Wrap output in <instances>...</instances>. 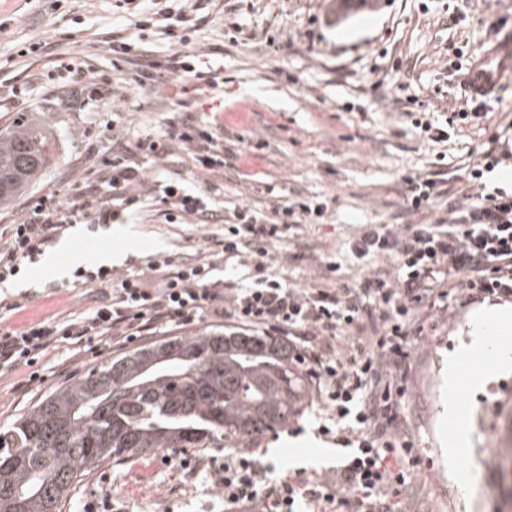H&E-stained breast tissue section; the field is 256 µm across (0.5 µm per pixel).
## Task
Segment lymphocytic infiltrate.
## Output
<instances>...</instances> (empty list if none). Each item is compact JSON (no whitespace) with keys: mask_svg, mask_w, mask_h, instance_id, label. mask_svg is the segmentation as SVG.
I'll list each match as a JSON object with an SVG mask.
<instances>
[{"mask_svg":"<svg viewBox=\"0 0 512 512\" xmlns=\"http://www.w3.org/2000/svg\"><path fill=\"white\" fill-rule=\"evenodd\" d=\"M198 0L156 7L134 21L135 29L157 27L170 52L147 57L132 37H113L112 55L141 61L112 84L91 81L76 70L72 81L97 95L178 87L203 78L188 49L191 33L208 26ZM206 79V78H203ZM216 86V78L206 79ZM500 137L491 134L479 159L455 179L457 198L447 216L429 224H365L348 243L353 260L366 274L352 288L298 286L275 269L273 248L303 227L324 218L320 198L289 200L264 214L248 205L224 217V231L206 238L190 260L165 257L121 276L110 265L87 262L72 268L74 284L96 289L95 306L81 317L41 321L22 327L0 319V375L33 367L59 345L97 352L146 336L185 329L208 321L258 336L284 337L318 382L323 434L347 447L336 469L309 478L280 476L257 449L217 451L196 463L174 450L164 457L173 468L196 474L206 468L224 499L226 512H402L413 444L397 414L416 341L428 316L448 309L449 299L468 305L485 298L512 299V189L488 188L485 177L502 162ZM183 145L200 172L235 167L213 123L173 117L161 132L138 136L121 147L104 169L87 174L85 191H58L28 202L23 220L0 228V284L15 277L23 262H36L71 224L91 231L124 223L136 214V192L144 161ZM404 210L414 215L432 209L445 192L433 175L407 178ZM150 191L164 207L167 222L186 218L211 223L214 215L198 193L170 178L154 179ZM234 270L218 278L220 266Z\"/></svg>","mask_w":512,"mask_h":512,"instance_id":"1","label":"lymphocytic infiltrate"}]
</instances>
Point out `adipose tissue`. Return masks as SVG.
<instances>
[{"label": "adipose tissue", "instance_id": "obj_1", "mask_svg": "<svg viewBox=\"0 0 512 512\" xmlns=\"http://www.w3.org/2000/svg\"><path fill=\"white\" fill-rule=\"evenodd\" d=\"M512 329V312L504 307H492L476 313L469 327L470 343L448 363V384L456 386L459 370L464 362L477 355L490 358L491 362L505 366L512 363V345L501 342L500 332Z\"/></svg>", "mask_w": 512, "mask_h": 512}]
</instances>
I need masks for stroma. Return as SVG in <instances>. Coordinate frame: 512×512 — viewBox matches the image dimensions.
I'll return each mask as SVG.
<instances>
[{
  "instance_id": "35a3bbf8",
  "label": "stroma",
  "mask_w": 512,
  "mask_h": 512,
  "mask_svg": "<svg viewBox=\"0 0 512 512\" xmlns=\"http://www.w3.org/2000/svg\"><path fill=\"white\" fill-rule=\"evenodd\" d=\"M213 26L200 71L216 75V89L188 90L183 103L215 125L225 149L245 153L239 168L198 174L180 146L149 164L146 174L165 169L186 189L202 191L217 213L214 223H166L159 205L147 199L135 223L92 233L68 228L49 247L58 275L42 276L30 266L0 289L11 304L12 323L73 318L91 304V291L64 283L76 262H111L114 273L144 268L159 255L191 259L204 236L224 229L225 210L249 204L272 212L284 197L320 196L329 203L326 223L310 226L277 244L276 269L298 285H328L324 262L341 263L337 284H357L364 271L353 264L345 243L362 224H407L403 209L406 178L440 172L450 176L480 152L486 131L504 133L509 157L492 174L512 184V81L504 83L488 115L448 142L434 144L411 122L412 114L450 113L464 100L459 71L478 52L512 32V0H378L377 9L335 21L329 0H200ZM127 24L115 0H0V127L26 113L52 135L53 157L38 179L7 206L0 226L19 223L27 201L60 189H76L112 156V139L163 128L174 110L168 88L136 90L127 98L83 97L73 104L65 54L86 73L109 78L112 34ZM51 44V54L32 55L30 43ZM479 303L449 301L435 317L410 359L399 405L414 446L406 496L412 512H476L475 501L488 474L478 463L480 429L506 435L512 428V367L477 359L461 368V380L443 391L438 404L425 396L429 379L445 380L450 356L468 344L469 319ZM103 346L100 354L59 346L42 358L50 375L39 387L21 390L30 369L0 376V427L17 421L54 390L69 383L55 367L82 374L123 354ZM484 375L469 385L471 372ZM458 404L470 431V448L448 455L447 408ZM318 399L288 426L258 443L264 462L278 473L306 476L336 465L343 447L318 430ZM443 466V482L425 471ZM471 470L470 486L458 475ZM110 496L112 512H225L224 500L206 475L188 478L166 465L163 452L106 464L72 489L66 512Z\"/></svg>"
}]
</instances>
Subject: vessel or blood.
Returning <instances> with one entry per match:
<instances>
[{
  "mask_svg": "<svg viewBox=\"0 0 512 512\" xmlns=\"http://www.w3.org/2000/svg\"><path fill=\"white\" fill-rule=\"evenodd\" d=\"M512 78V35L479 53L464 78V93L472 100L495 99L505 80Z\"/></svg>",
  "mask_w": 512,
  "mask_h": 512,
  "instance_id": "vessel-or-blood-1",
  "label": "vessel or blood"
}]
</instances>
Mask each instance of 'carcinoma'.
<instances>
[{"instance_id":"1","label":"carcinoma","mask_w":512,"mask_h":512,"mask_svg":"<svg viewBox=\"0 0 512 512\" xmlns=\"http://www.w3.org/2000/svg\"><path fill=\"white\" fill-rule=\"evenodd\" d=\"M374 0H336L337 16ZM50 136L0 130V204L51 159ZM309 381L275 336H172L107 358L0 429V512H64L90 470L166 448H249L308 405Z\"/></svg>"}]
</instances>
